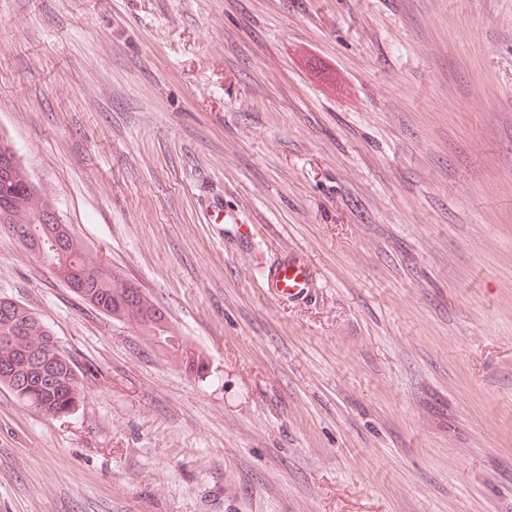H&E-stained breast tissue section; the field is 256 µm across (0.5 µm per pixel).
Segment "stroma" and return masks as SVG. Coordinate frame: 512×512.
Here are the masks:
<instances>
[{
    "instance_id": "stroma-1",
    "label": "stroma",
    "mask_w": 512,
    "mask_h": 512,
    "mask_svg": "<svg viewBox=\"0 0 512 512\" xmlns=\"http://www.w3.org/2000/svg\"><path fill=\"white\" fill-rule=\"evenodd\" d=\"M0 136L207 361L0 233L88 387L0 512H512V0H0ZM267 287L275 295L300 296L312 286L310 267L301 259L285 258L267 268Z\"/></svg>"
}]
</instances>
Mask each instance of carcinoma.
Wrapping results in <instances>:
<instances>
[{
	"mask_svg": "<svg viewBox=\"0 0 512 512\" xmlns=\"http://www.w3.org/2000/svg\"><path fill=\"white\" fill-rule=\"evenodd\" d=\"M54 205L51 192L33 184L11 142L0 137V228L23 233L24 251L46 264L66 286L103 315L130 326L168 352L188 374L205 369L203 359L175 335L164 311L133 283L114 271L64 222L44 224ZM63 253L51 251V240ZM54 334L47 323L22 303L0 297V385L46 417L71 413L86 398V386L73 360L55 363L50 373L40 364L54 359Z\"/></svg>",
	"mask_w": 512,
	"mask_h": 512,
	"instance_id": "1",
	"label": "carcinoma"
}]
</instances>
